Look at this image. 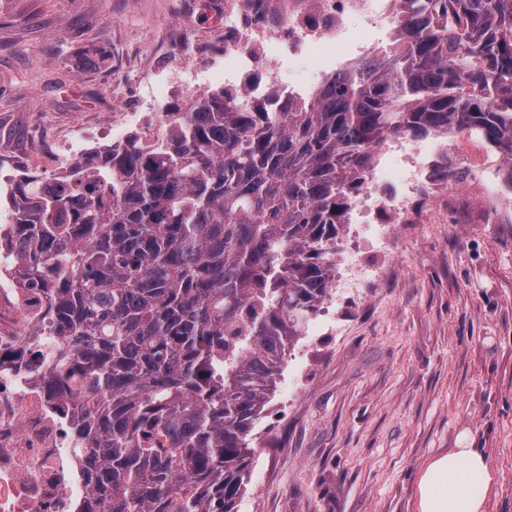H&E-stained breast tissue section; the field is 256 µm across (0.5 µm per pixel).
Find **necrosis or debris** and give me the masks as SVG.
Masks as SVG:
<instances>
[{
  "mask_svg": "<svg viewBox=\"0 0 512 512\" xmlns=\"http://www.w3.org/2000/svg\"><path fill=\"white\" fill-rule=\"evenodd\" d=\"M396 0H224V88L252 97L271 89L295 96L284 83L288 64L335 51L341 64L366 57L373 33L393 29ZM403 192L392 200L367 185L355 207L360 224H411L410 199L446 195L420 149L405 152ZM0 225V512H81L89 501L90 457L78 444L72 399L45 386L47 355L57 339L36 335L48 321L41 289L20 287Z\"/></svg>",
  "mask_w": 512,
  "mask_h": 512,
  "instance_id": "necrosis-or-debris-1",
  "label": "necrosis or debris"
}]
</instances>
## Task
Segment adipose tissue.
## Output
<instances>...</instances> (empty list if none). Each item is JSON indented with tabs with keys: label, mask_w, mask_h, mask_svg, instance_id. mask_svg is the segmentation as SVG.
I'll use <instances>...</instances> for the list:
<instances>
[{
	"label": "adipose tissue",
	"mask_w": 512,
	"mask_h": 512,
	"mask_svg": "<svg viewBox=\"0 0 512 512\" xmlns=\"http://www.w3.org/2000/svg\"><path fill=\"white\" fill-rule=\"evenodd\" d=\"M496 474L488 458L473 448L431 457L415 487L416 512H487Z\"/></svg>",
	"instance_id": "obj_1"
}]
</instances>
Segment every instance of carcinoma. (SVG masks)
Wrapping results in <instances>:
<instances>
[{
	"label": "carcinoma",
	"mask_w": 512,
	"mask_h": 512,
	"mask_svg": "<svg viewBox=\"0 0 512 512\" xmlns=\"http://www.w3.org/2000/svg\"><path fill=\"white\" fill-rule=\"evenodd\" d=\"M385 49L279 110L228 92L167 109L12 200L46 291L49 380L76 402L94 512H236L248 436L336 277V238L391 136L467 130L512 171V0H403Z\"/></svg>",
	"instance_id": "carcinoma-1"
}]
</instances>
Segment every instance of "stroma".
Masks as SVG:
<instances>
[{"instance_id":"obj_1","label":"stroma","mask_w":512,"mask_h":512,"mask_svg":"<svg viewBox=\"0 0 512 512\" xmlns=\"http://www.w3.org/2000/svg\"><path fill=\"white\" fill-rule=\"evenodd\" d=\"M224 0H0V151L42 174L56 141L134 112L121 85L159 83L158 109L185 102L177 67L209 71L224 49ZM93 62H82L83 50ZM447 201H416L423 223L382 248L344 225L336 260L377 276L330 289L289 348L255 420L237 512H414L430 457L477 448L497 481L488 512H512V198L447 177Z\"/></svg>"}]
</instances>
